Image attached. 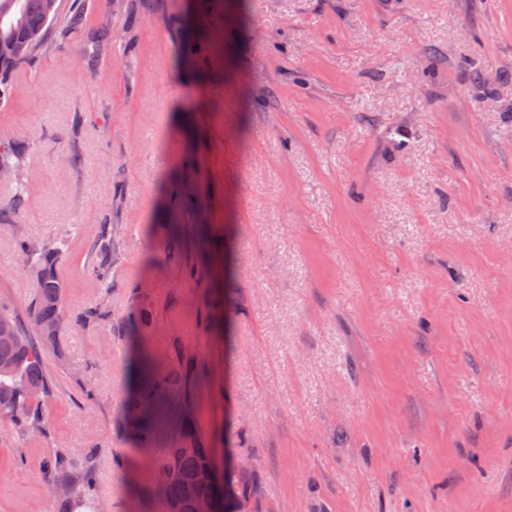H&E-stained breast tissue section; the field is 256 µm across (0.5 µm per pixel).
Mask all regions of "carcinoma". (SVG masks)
Here are the masks:
<instances>
[{"label": "carcinoma", "instance_id": "carcinoma-1", "mask_svg": "<svg viewBox=\"0 0 512 512\" xmlns=\"http://www.w3.org/2000/svg\"><path fill=\"white\" fill-rule=\"evenodd\" d=\"M85 7L86 0H70L67 5L64 0H0V100L10 96L11 77L17 69L46 49L52 30L64 25L73 33L80 31ZM176 63H190L202 70L224 68L219 27L208 28L202 40L191 37ZM0 177L11 179L19 188L0 207V224H10L7 211L26 203L28 173L13 136L4 132L0 133ZM166 205L168 224L149 262L176 266L184 281L200 284L206 269L187 255L184 213L192 200L183 185L168 191ZM11 229L15 253L34 279L36 292L22 316L0 301V421L7 420L21 435L37 439L49 432L42 414L51 396L44 372L45 352L58 347L65 323L94 324L106 309H65L67 281L61 266L69 253L68 242L33 239L15 224ZM119 249L113 225H100L89 273L97 287L106 291L112 288V267ZM208 307L202 323L212 329L222 324L219 310L224 308V295L212 293ZM152 323L153 316L144 309L120 320L117 327V337L126 348V399L116 426L133 445V453L147 462L150 480L140 494L158 501L160 512H198L202 503L209 504L211 512H235V497L258 499L257 476L252 470L228 472L230 494L212 480L217 449L200 434L194 415L198 396L209 387V364L180 342L173 343L164 355L156 354L150 336ZM43 466L53 474L59 499L75 508L97 509L91 474L80 480L71 476L77 462L53 455L45 458Z\"/></svg>", "mask_w": 512, "mask_h": 512}]
</instances>
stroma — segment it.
<instances>
[{
    "label": "stroma",
    "mask_w": 512,
    "mask_h": 512,
    "mask_svg": "<svg viewBox=\"0 0 512 512\" xmlns=\"http://www.w3.org/2000/svg\"><path fill=\"white\" fill-rule=\"evenodd\" d=\"M112 17L55 33L0 102L32 171L13 217L75 236L65 307L95 306L98 224L119 225L106 317L47 351L45 438L0 422V512H60L42 466L90 459L108 512H156L116 459L125 344L210 364L202 433L256 469L263 512H512V0H224V66L175 68L176 0H91ZM195 124L185 130L183 113ZM203 224L233 262L202 284L144 271L183 153ZM224 291L229 334L199 323ZM35 293L0 225V299ZM94 373V395L76 380Z\"/></svg>",
    "instance_id": "obj_1"
}]
</instances>
